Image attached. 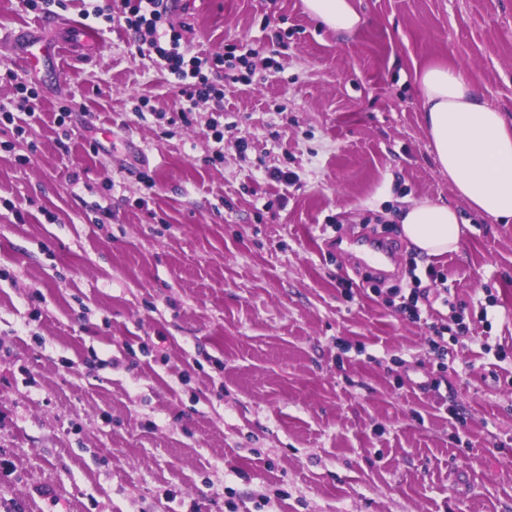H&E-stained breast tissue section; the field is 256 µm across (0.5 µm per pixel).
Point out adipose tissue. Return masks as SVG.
I'll list each match as a JSON object with an SVG mask.
<instances>
[{
	"instance_id": "1",
	"label": "adipose tissue",
	"mask_w": 512,
	"mask_h": 512,
	"mask_svg": "<svg viewBox=\"0 0 512 512\" xmlns=\"http://www.w3.org/2000/svg\"><path fill=\"white\" fill-rule=\"evenodd\" d=\"M306 12L342 33L364 18L355 0H302ZM423 124L439 170L455 194L479 214L512 222V121L491 106L456 67L429 64L415 72ZM404 238L422 255L454 251L461 237L457 210L428 198L401 206Z\"/></svg>"
}]
</instances>
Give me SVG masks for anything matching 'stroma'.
Returning a JSON list of instances; mask_svg holds the SVG:
<instances>
[{"instance_id":"35a3bbf8","label":"stroma","mask_w":512,"mask_h":512,"mask_svg":"<svg viewBox=\"0 0 512 512\" xmlns=\"http://www.w3.org/2000/svg\"><path fill=\"white\" fill-rule=\"evenodd\" d=\"M356 5L339 35L302 0H175L193 51L257 67L212 71L186 123L124 21L0 0V105L39 95L24 132L0 123V512H512V223L453 192L414 82L466 68L512 118V0ZM32 34L56 83L21 62ZM419 198L458 209L457 250L410 247L396 213ZM370 234L396 250L378 294L331 245ZM414 274L434 319L465 307L445 359L388 303Z\"/></svg>"}]
</instances>
